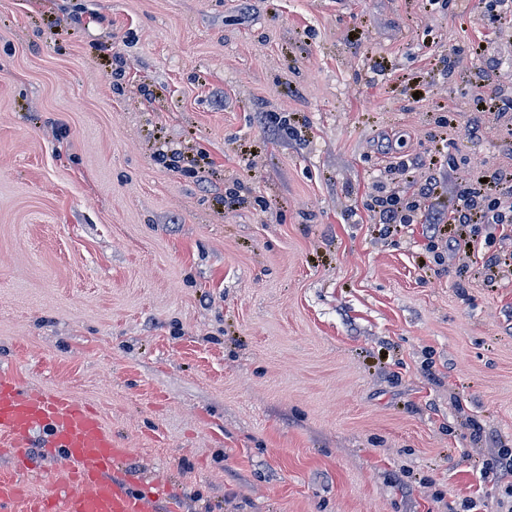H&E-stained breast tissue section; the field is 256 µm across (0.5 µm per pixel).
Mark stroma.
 Returning <instances> with one entry per match:
<instances>
[{"instance_id": "35a3bbf8", "label": "stroma", "mask_w": 512, "mask_h": 512, "mask_svg": "<svg viewBox=\"0 0 512 512\" xmlns=\"http://www.w3.org/2000/svg\"><path fill=\"white\" fill-rule=\"evenodd\" d=\"M500 63L492 0H0V372L173 512H512V241L369 208L441 133L434 209L512 170ZM508 75V76H507ZM507 76L511 81V70L503 69L501 66H497L493 71L492 75L483 80L478 86L480 88L491 87L490 91L482 90L475 97L476 108L481 112H495L503 110L507 104L500 101V97L497 93V87L500 85L501 79Z\"/></svg>"}]
</instances>
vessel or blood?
I'll return each mask as SVG.
<instances>
[{
    "label": "vessel or blood",
    "instance_id": "b4317fda",
    "mask_svg": "<svg viewBox=\"0 0 512 512\" xmlns=\"http://www.w3.org/2000/svg\"><path fill=\"white\" fill-rule=\"evenodd\" d=\"M62 456L50 488L29 495L22 474L32 467L30 436ZM0 445L16 449L21 475L0 480V512H158L155 496L132 488L119 465L126 449L83 402L59 393H34L0 373Z\"/></svg>",
    "mask_w": 512,
    "mask_h": 512
}]
</instances>
